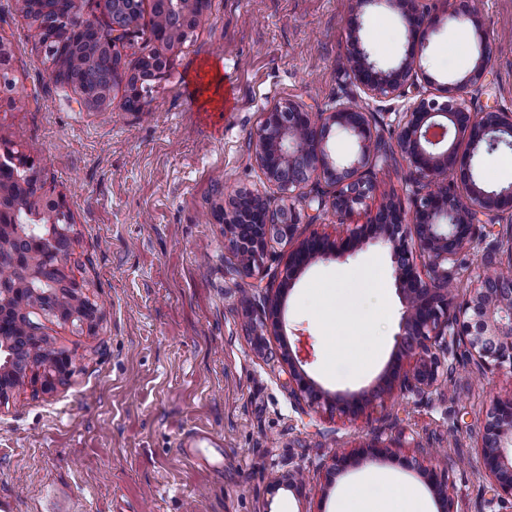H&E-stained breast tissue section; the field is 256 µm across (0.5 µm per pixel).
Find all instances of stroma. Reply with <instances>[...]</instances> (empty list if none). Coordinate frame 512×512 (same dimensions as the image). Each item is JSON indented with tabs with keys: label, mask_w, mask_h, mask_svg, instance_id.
Returning <instances> with one entry per match:
<instances>
[{
	"label": "stroma",
	"mask_w": 512,
	"mask_h": 512,
	"mask_svg": "<svg viewBox=\"0 0 512 512\" xmlns=\"http://www.w3.org/2000/svg\"><path fill=\"white\" fill-rule=\"evenodd\" d=\"M481 34L456 39L457 21L440 0H419L436 16L421 64L438 82L464 76L480 36H512V0H471ZM381 67L397 65L411 45L399 13L386 0L355 8L354 0H209L205 18L179 45L155 40L118 44L119 67L133 73L149 53L167 62L139 112L123 108L124 87L110 104L85 103L77 88L56 80L37 22L0 0V45L8 52L12 91L0 96V147L35 158L36 200L61 198L70 208L74 249L69 265L87 282L103 315L94 331L49 321L45 332L68 353L73 371L50 394L20 388L0 411V503L13 512H46L54 495L80 512H335L337 498L367 474L389 472L406 491L440 512L417 469L441 466L454 512H498L486 478L471 463L477 431L495 397L512 393V371L475 375L466 359L441 368L425 393H397L352 418L337 410L300 409L285 386L281 339L257 347L239 299L277 287L284 266L263 260L253 275L232 267L224 241L230 197L258 192L282 205L254 159V136L266 112L292 99L313 112L362 100L391 123L427 85L408 96L372 99L342 71L351 17ZM219 76L228 106L203 108ZM475 111H512V50L493 54L485 81L471 88ZM402 158L377 174L356 214L390 197L412 212ZM389 281L386 297L343 299L346 320L327 316L339 275ZM388 247L367 243L352 255L308 268L288 295L287 339L309 336L305 370L331 391L372 386L391 361L402 315ZM345 335L380 337L373 367H356ZM205 435L194 448L186 434ZM374 440L389 456L360 461L330 475V451ZM306 468L303 488L277 485L289 466Z\"/></svg>",
	"instance_id": "1"
}]
</instances>
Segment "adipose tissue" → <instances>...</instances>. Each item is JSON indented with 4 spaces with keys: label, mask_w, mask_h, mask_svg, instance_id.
Returning a JSON list of instances; mask_svg holds the SVG:
<instances>
[{
    "label": "adipose tissue",
    "mask_w": 512,
    "mask_h": 512,
    "mask_svg": "<svg viewBox=\"0 0 512 512\" xmlns=\"http://www.w3.org/2000/svg\"><path fill=\"white\" fill-rule=\"evenodd\" d=\"M336 512H428L423 499L393 485L387 474L375 472L345 491Z\"/></svg>",
    "instance_id": "obj_1"
}]
</instances>
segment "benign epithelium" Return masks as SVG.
<instances>
[{
  "label": "benign epithelium",
  "mask_w": 512,
  "mask_h": 512,
  "mask_svg": "<svg viewBox=\"0 0 512 512\" xmlns=\"http://www.w3.org/2000/svg\"><path fill=\"white\" fill-rule=\"evenodd\" d=\"M169 24L185 32L194 28L201 15L203 0H158ZM402 16L407 28L417 33L431 20L415 6V0H384ZM41 10L42 40L49 51L67 43L76 55L89 56L103 48L112 52L114 43H105L104 33L93 20L83 16V0H69V9L45 21L52 10L46 0H32ZM445 12L458 22H470L480 29L476 11L461 9L454 0H444ZM111 36L126 28L124 0H113ZM350 48L345 68L356 85L369 97L400 96L407 89L424 83L438 97L421 95L395 121L397 144L406 163L408 182L413 192V212L406 216L401 207L382 202L367 224H356L345 236L332 239L313 232L294 240L297 222L293 217L273 223L267 199L260 195H238L229 199L224 211L225 244L238 260L239 268L253 274L256 264L268 252L270 228L281 240L294 242L289 251L285 277L275 292L262 299L246 294L241 304L258 316L253 327L283 340L282 361L288 367V392L300 404L336 409L358 417L367 407L383 402L399 390H425L439 379L442 359L453 360L457 350L465 353L477 371L490 368L512 370V260L489 258L486 270L475 277V285L462 295L457 286L458 258L461 250L486 234L475 224L476 217L493 221L512 212V183L489 187L477 179L473 160L481 148L494 150L501 145L512 148V112H475L463 98L470 87L483 82L488 73L490 51L480 39L479 55L461 79L437 83L421 65V54L412 52L396 66L382 69L371 61L359 37V27L351 24ZM371 112L354 101L341 103L331 112H310L303 105L286 101L265 114L255 135L254 162L267 182L280 194L297 196L303 182L314 179L330 187L328 206L338 223L346 224L363 205L360 191L363 178L372 177L387 166L384 150ZM340 130L357 143V152L346 160L336 159L329 148L332 131ZM454 134L453 141L447 136ZM9 159L13 175L0 180V203L19 206L28 202L36 181L34 159L6 149L0 164ZM42 210L48 213L45 225L1 224L0 262L12 255L17 240L30 244L29 259L15 266L11 290L0 288V318L9 321L11 335H0V407L8 403L13 391L28 381L41 391H51L71 371L72 360L49 344L43 319L77 322L93 330L100 312L87 318L82 312L57 309L55 298L65 287L83 297L85 286L68 275V258L73 247L72 232L60 224L69 210L63 199H48ZM386 245L394 263V278L403 306L395 352L387 369L368 390L336 391L323 388L303 369L311 355L307 342L298 338L285 341L281 315L288 292L298 277L313 263L336 254L353 253L368 242ZM423 261L419 272L416 260ZM26 348L40 350L38 363L19 371L14 365L15 341ZM512 394L497 397L481 430V447L475 466L489 480L496 501L512 502ZM390 452L375 444L351 451L340 450L331 457L328 469L343 472L361 459ZM421 477L442 504L451 512L449 485L437 468L418 467ZM306 470L288 467L277 479L290 487L306 483Z\"/></svg>",
  "instance_id": "7a95c632"
}]
</instances>
